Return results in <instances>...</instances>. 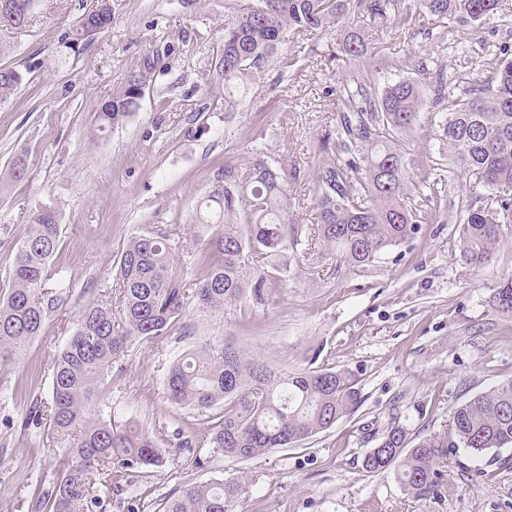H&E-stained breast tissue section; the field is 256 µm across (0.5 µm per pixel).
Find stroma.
Instances as JSON below:
<instances>
[{
    "instance_id": "obj_1",
    "label": "stroma",
    "mask_w": 512,
    "mask_h": 512,
    "mask_svg": "<svg viewBox=\"0 0 512 512\" xmlns=\"http://www.w3.org/2000/svg\"><path fill=\"white\" fill-rule=\"evenodd\" d=\"M246 0H111L112 24L91 41H74L76 24L94 0H38L29 26L11 35L0 67L23 75L0 101V290L36 211L55 212L61 226L53 278L67 288L48 311L41 336L16 361L0 364V512H37L39 496L65 457L48 426L27 422L32 405L50 395V364L71 336L89 300L112 286L113 263L144 228H165L174 263L189 279L203 275L191 256L208 230L194 223L198 201L224 164L252 168L256 159L283 178V206L298 225L296 242L273 260L268 301L244 307L223 327L201 323L203 336L228 340L276 368L308 364L353 372L362 403L350 416L293 448L248 463L207 462V449L183 448L165 465L128 478L110 512H140L185 482L219 476L244 479L241 512H512V448L475 458L450 455L438 495L417 498L394 472L362 467L389 423L416 439L443 433L455 408L512 378V319L492 293L512 276V237L492 265L460 257L452 223L474 181L458 170L439 200L442 223L422 225L414 239L373 263L353 268L330 257L309 235L315 222L314 156L336 128L339 82L363 77L371 94L419 77L428 59L446 74L479 79L484 45L512 47V0L483 23L453 27L456 45L426 36L427 20L412 16L395 32L361 16L306 35H288L273 58L235 89L214 79L224 24ZM370 32V57L338 50L346 26ZM158 65L139 109L98 131L96 115L144 58ZM199 134L187 136L188 126ZM412 160L415 188L433 178L444 146L429 123L398 141ZM26 156L22 181L9 175ZM184 344L139 343L105 386V414L154 428L176 418L197 429L196 411L170 405L163 394L168 365Z\"/></svg>"
}]
</instances>
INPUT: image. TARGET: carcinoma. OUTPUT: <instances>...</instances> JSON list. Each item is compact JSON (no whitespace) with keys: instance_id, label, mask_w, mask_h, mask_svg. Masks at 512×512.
Here are the masks:
<instances>
[{"instance_id":"1","label":"carcinoma","mask_w":512,"mask_h":512,"mask_svg":"<svg viewBox=\"0 0 512 512\" xmlns=\"http://www.w3.org/2000/svg\"><path fill=\"white\" fill-rule=\"evenodd\" d=\"M415 10L438 20L464 17L481 22L493 16L499 0H413ZM35 0H0V32L25 29ZM366 15L392 28L405 26V0H257L224 24V44L216 57L217 81L238 84L251 70L262 68L285 35L322 30L343 13ZM88 16L102 29L112 22V9L97 0ZM340 52L354 58L368 53L363 34L350 31ZM155 60L145 59L129 72L97 115L98 131L124 122L140 104L138 86L149 82ZM487 76L462 89H448L444 69L436 71L433 121L448 147L446 165L475 176L474 199L483 204L457 207L456 229L461 257L485 267L512 223V52L493 54ZM22 75L0 68V100L10 97ZM336 140L325 141L318 156L316 223L311 240L340 261L361 267L412 239L437 212L416 213L404 203L409 191L410 162L397 148V138L421 121V92L416 80L385 87L377 102L363 85L347 82L340 89ZM221 189L211 192L196 212L199 224H217L220 232L196 257L204 267L194 282L173 266L175 247L167 232L153 227L131 237L114 266L115 305L90 300L76 329L51 362V398L30 411L46 422L65 444L66 468L44 497L46 512H94L103 498L120 490L121 479L164 465L170 448H211L213 456L247 462L273 448L298 446L332 428L354 412L361 401L359 382L348 370L297 368L282 370L216 335L195 344L196 318L222 322L241 303L261 306L270 277L269 260L295 237L281 200L278 175L259 160L241 171L226 164L218 170ZM446 177L422 183V201L445 193ZM249 217L247 233L234 218ZM61 227L53 212H38L29 224L0 295V362L22 356L42 334L47 315L43 296L50 263L58 251ZM492 301L512 317V277L494 289ZM193 306L195 315L186 316ZM177 335L189 350L167 367L164 395L181 408L224 411L210 417L193 436L179 428L161 441L134 421L103 414V386L113 369L137 343H162ZM512 446V379L480 392L454 410L448 429L413 442L405 426L392 422L376 449L363 459L372 474L393 470L403 489L415 497L438 493L441 463L462 448L474 457ZM242 479H211L183 485L175 496L157 503V512H238Z\"/></svg>"}]
</instances>
